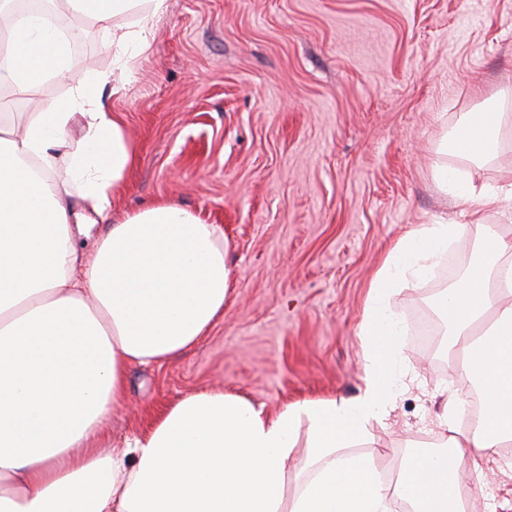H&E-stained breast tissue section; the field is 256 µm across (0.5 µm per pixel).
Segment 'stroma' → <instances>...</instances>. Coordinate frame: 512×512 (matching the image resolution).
Here are the masks:
<instances>
[{
  "label": "stroma",
  "mask_w": 512,
  "mask_h": 512,
  "mask_svg": "<svg viewBox=\"0 0 512 512\" xmlns=\"http://www.w3.org/2000/svg\"><path fill=\"white\" fill-rule=\"evenodd\" d=\"M71 80L112 68L106 35L65 16ZM504 101L494 160L444 152L461 117ZM104 101L137 148L112 193L114 215L174 201L227 240L224 315L162 365L137 366L102 427V447L146 433L181 398L221 388L275 412L363 386L357 325L395 241L420 224L461 227L449 269L468 273L484 226L512 223L440 191L434 166L476 185L512 183V0H167L149 49ZM450 270V269H449ZM442 289L407 279L397 315L437 312ZM405 388L351 454L387 468L384 450L443 443L445 405L470 395L447 335L401 341ZM471 512H498L512 492L505 458L480 462Z\"/></svg>",
  "instance_id": "stroma-1"
}]
</instances>
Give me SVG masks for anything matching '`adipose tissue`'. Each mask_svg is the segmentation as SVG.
<instances>
[{
	"label": "adipose tissue",
	"instance_id": "obj_1",
	"mask_svg": "<svg viewBox=\"0 0 512 512\" xmlns=\"http://www.w3.org/2000/svg\"><path fill=\"white\" fill-rule=\"evenodd\" d=\"M0 0V87L32 99L68 76L69 42L50 12L12 14ZM106 33L115 68L42 101L23 131L0 124V512H389L391 494L413 512H465L461 489L479 461L512 440V239L486 232L470 274L441 301L448 343L480 385L475 427L446 422L444 453L416 451L397 489L369 459L346 456L372 421L388 416L399 374L401 327L389 301L421 276L460 228L423 224L401 236L373 278L358 334L364 386L354 397L302 399L269 412L248 398L203 390L172 405L153 429L118 450L96 442L125 398L131 365L172 359L224 314L230 270L222 228L169 200L113 216L111 194L136 150L101 90L120 86L166 0H65ZM84 120L73 138L70 125ZM499 115L465 114L464 155L492 158ZM71 182H50L55 152ZM433 179L457 198H479L512 222V188ZM100 220L92 234L86 213ZM503 288L489 291L491 270ZM495 318L480 336L471 328ZM302 489L289 497V482Z\"/></svg>",
	"mask_w": 512,
	"mask_h": 512
}]
</instances>
